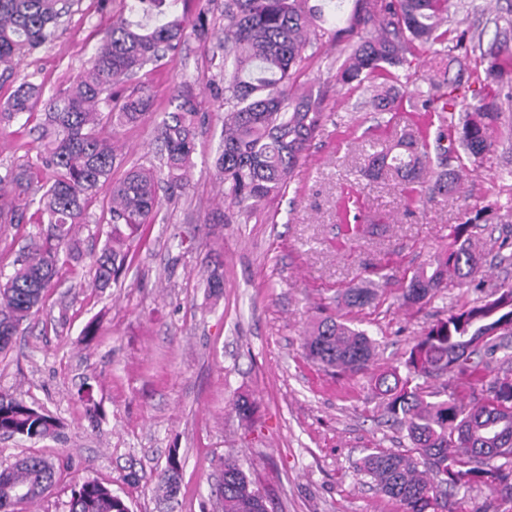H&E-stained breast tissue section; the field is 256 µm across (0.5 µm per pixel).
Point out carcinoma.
<instances>
[{"mask_svg": "<svg viewBox=\"0 0 512 512\" xmlns=\"http://www.w3.org/2000/svg\"><path fill=\"white\" fill-rule=\"evenodd\" d=\"M121 10L101 38L88 67L56 93L26 81L0 100V124L26 115L39 121L42 148L37 162L11 165L0 175V222L22 224L26 209L44 226L42 235L13 262L0 283V352L21 323L45 303L63 269L81 259L77 238L87 209L101 189L110 198V223L101 254L93 260V286L119 282L128 268L130 242L162 205V185L186 188L194 167L196 135L205 116L197 111L193 86L177 87L173 109L157 126L158 162L131 166L119 179L120 147L105 134L140 122L153 107L146 90L123 95L114 87L137 77L149 62L175 55L183 40L209 37L207 12L199 8L192 28L185 19L191 0H122ZM332 0H224V128L214 162L224 184V203L239 216L249 215L265 199L287 189L291 174L305 156L325 118L320 94L295 96L292 90L305 63L314 58L323 25L333 23ZM67 0H0V70L12 71L35 49L50 42ZM448 0H353L347 26L334 30L349 38L369 26L378 34L359 38L337 71L343 85L383 78L403 65L406 55L426 44H442L452 30L441 29ZM489 59L486 77L501 74L512 47L498 42L483 52ZM494 105L465 116L458 137L435 139L436 150L452 159L459 149L477 157L491 147ZM428 143L403 136L371 156L368 169L392 173L405 182L425 178ZM457 182L453 170L440 173L431 191L448 194ZM460 225L454 244L416 270L402 289V299L419 304L447 287L448 280L475 276L482 259L464 239ZM377 296L371 288H348L350 309L362 308ZM308 358L324 370L356 375L368 370L376 343L352 321L326 316L304 336ZM499 351L512 361V285H502L490 299L464 306L428 328L410 348L403 368L372 377L385 399L387 423L406 432L413 452L371 448L358 462V472L400 512H454L456 493L480 481L493 493L512 500V378L486 380L488 356ZM420 378L443 379L441 389L426 392ZM466 380L483 386L467 400L457 393ZM59 421L48 412L0 394V435L43 439L55 434ZM181 461L169 454L156 481L161 498L180 490ZM56 481L55 465L42 455H28L0 471V512H23ZM224 512H268L267 499L239 466L224 461V476L214 488ZM68 512H131L126 500L108 486L86 480L73 491Z\"/></svg>", "mask_w": 512, "mask_h": 512, "instance_id": "cac0c4a2", "label": "carcinoma"}]
</instances>
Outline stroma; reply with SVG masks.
<instances>
[{
  "mask_svg": "<svg viewBox=\"0 0 512 512\" xmlns=\"http://www.w3.org/2000/svg\"><path fill=\"white\" fill-rule=\"evenodd\" d=\"M118 0H75L55 38L27 56L0 98L22 79L46 93L65 87L85 67ZM447 26L481 41H512V0H449ZM346 42L325 34L296 88L322 91L326 120L284 193L249 219L232 220L213 160L224 113L218 108L222 52L216 39L188 37L174 57L147 64L137 77L154 98L153 114L119 131L124 169L154 148L157 117L173 87L195 83L205 123L186 190L164 203L144 236L131 244L129 269L117 286L92 285L90 263L62 272L42 309L0 353V392L49 411L60 433L40 441L0 440V470L38 453L56 466L51 490L28 512H68L78 480L111 484L132 512H221L213 493L224 462L236 460L273 512H399L398 504L359 475L366 449L403 451L410 444L386 424L372 373L400 365L418 336L491 287L512 284V71L498 83H465L446 110L427 112L449 58L484 72L480 51L448 42L440 53L419 49L386 81L389 112L370 103L371 82L337 84ZM494 96V149L461 154L456 194H430L440 168L427 159L426 181L368 177L369 156L407 133L434 140L467 104ZM34 127L0 126V163L35 162ZM469 227L482 275L449 280L428 302L407 305L401 290L413 272ZM224 274V293L208 297L204 278ZM350 287L374 288L376 300L346 310ZM349 314L378 344L371 373L336 376L305 356L303 337L327 315ZM96 322L94 336L84 329ZM91 384L101 419L91 424L77 393ZM255 404L251 421L235 410L239 396ZM181 458L180 493L159 503L147 474L164 469L170 449Z\"/></svg>",
  "mask_w": 512,
  "mask_h": 512,
  "instance_id": "obj_1",
  "label": "stroma"
}]
</instances>
